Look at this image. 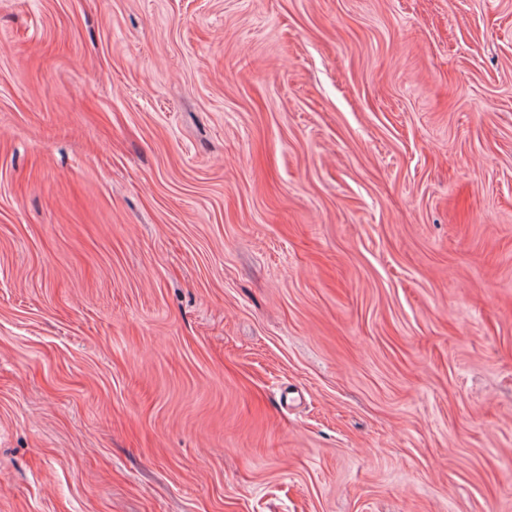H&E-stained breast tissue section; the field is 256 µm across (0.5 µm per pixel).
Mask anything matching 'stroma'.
Wrapping results in <instances>:
<instances>
[{
  "label": "stroma",
  "instance_id": "35a3bbf8",
  "mask_svg": "<svg viewBox=\"0 0 512 512\" xmlns=\"http://www.w3.org/2000/svg\"><path fill=\"white\" fill-rule=\"evenodd\" d=\"M0 512H512V0H0Z\"/></svg>",
  "mask_w": 512,
  "mask_h": 512
}]
</instances>
